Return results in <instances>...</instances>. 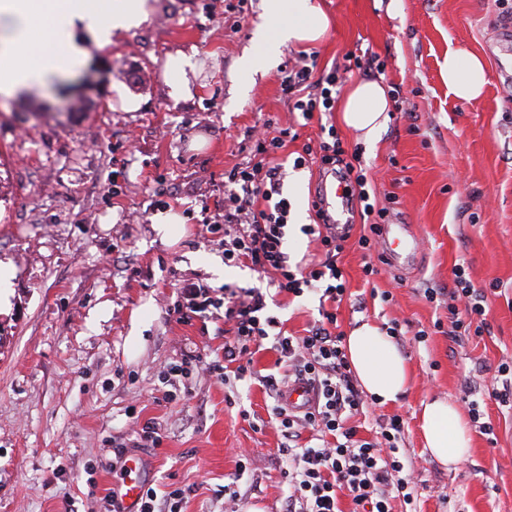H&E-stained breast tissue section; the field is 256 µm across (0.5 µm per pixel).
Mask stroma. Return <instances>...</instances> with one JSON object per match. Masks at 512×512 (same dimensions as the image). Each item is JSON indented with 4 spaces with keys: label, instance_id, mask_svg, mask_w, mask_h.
<instances>
[{
    "label": "stroma",
    "instance_id": "1",
    "mask_svg": "<svg viewBox=\"0 0 512 512\" xmlns=\"http://www.w3.org/2000/svg\"><path fill=\"white\" fill-rule=\"evenodd\" d=\"M331 18L323 38L281 46L277 64L245 75L262 0H149L146 21L111 44L86 45L63 78L16 97L0 95V262L12 272L0 304V512H106L118 470L113 442L134 444L157 423L159 447L133 454L158 494L185 490L181 512H225L224 485L239 465L237 512H283L287 484L280 434L261 428L271 399L259 381L277 352L253 356L254 378L223 384L196 369L168 375L183 355L222 347L213 322L177 323L168 309L183 280L264 288L249 268L228 266L197 224L224 198V172L248 157L249 132L271 119L292 128L287 153L317 145L281 91V71L316 53L315 76L337 70L343 89L371 79L400 94L375 145L331 121L359 152L389 221L415 234L407 259L365 276L354 243L337 257L349 296L338 332L364 322L397 326L394 343L411 381L391 406L355 416L362 437L380 420L404 421L401 450L413 463L416 512H512V409L484 397L468 423L469 457L440 465L424 446L418 416L434 398L462 406L466 385L490 386L512 366V305L492 298L489 331L462 342L436 329L448 316L452 271L474 287L512 286V22L500 0H320ZM367 49L381 72L348 70ZM481 55L484 95L449 96L441 71L449 50ZM194 66L192 93L171 94L166 58ZM325 178L317 166H285L293 203L287 237L293 261L318 253L301 231ZM182 215L170 242L153 230L162 203ZM438 289L436 301L424 291ZM391 300H382V292ZM318 297L280 295L269 307L289 334L305 335ZM136 418H129V410ZM491 427L481 433L480 424Z\"/></svg>",
    "mask_w": 512,
    "mask_h": 512
}]
</instances>
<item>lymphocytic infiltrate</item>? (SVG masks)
<instances>
[{
	"instance_id": "1",
	"label": "lymphocytic infiltrate",
	"mask_w": 512,
	"mask_h": 512,
	"mask_svg": "<svg viewBox=\"0 0 512 512\" xmlns=\"http://www.w3.org/2000/svg\"><path fill=\"white\" fill-rule=\"evenodd\" d=\"M339 76L329 72L314 77L309 65L285 70L281 90L301 111L305 120L333 112ZM318 148H305L293 160L294 168L318 164L322 172L348 182L360 206L362 226L359 237L350 230L337 229L323 210H316L314 223L303 225L322 253L321 261L293 263L285 247L292 221L291 203L283 193V166L279 152L286 146L287 129L260 134L251 142L245 164L224 173V205L202 217L203 233L219 236L224 263L244 265L263 276L265 290L216 288L190 280L180 285L168 310L177 322L211 319L223 322V353L201 359L190 355L171 365L170 375L181 376L197 366L221 381L245 379L252 375V355L264 340H272L278 365L287 367L282 376H262L273 406L269 423L281 433L280 454L288 486V512H341L340 499L348 497L350 512H392V498L412 505L416 484L399 455L404 429L400 416L381 423L375 438L361 437L351 417L367 413L368 404L357 389L346 357L343 336L336 333V304L346 294L344 271L336 257L349 239H356L364 254H371L381 224L389 210L379 206L358 154H347L335 125L322 126ZM499 281L488 288H474L463 266L453 270L448 292V334L452 339L480 337L488 330L489 296L497 295ZM296 297L305 291H320L319 319L304 336H288L277 317L266 312V290ZM304 380L319 393L318 405L306 412L290 411L285 402L289 383Z\"/></svg>"
}]
</instances>
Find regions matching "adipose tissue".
<instances>
[{
	"mask_svg": "<svg viewBox=\"0 0 512 512\" xmlns=\"http://www.w3.org/2000/svg\"><path fill=\"white\" fill-rule=\"evenodd\" d=\"M149 9L148 0H107L102 13L93 11L88 0H0V55L10 59L0 71V94L11 96L60 75L71 60L84 56V48L73 37L77 28L94 30L107 44L114 33L146 20ZM262 10L266 29L260 46L241 60L248 75L271 67L279 45L317 41L330 26L317 0H263ZM443 77L449 94L460 101L480 97L487 85L484 60L455 50L448 53ZM390 108V97L380 83L362 81L343 102V120L364 141L372 142L385 128ZM346 353L361 386L378 403L396 402L405 392L406 360L379 326L365 323L353 329L346 338ZM421 420L423 440L434 459L447 467L466 459L469 439L456 406L444 400L428 402Z\"/></svg>",
	"mask_w": 512,
	"mask_h": 512,
	"instance_id": "1",
	"label": "adipose tissue"
}]
</instances>
